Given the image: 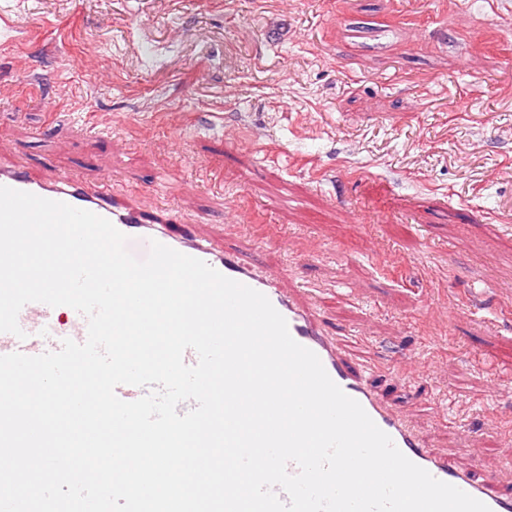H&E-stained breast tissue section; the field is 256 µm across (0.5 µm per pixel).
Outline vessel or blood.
I'll list each match as a JSON object with an SVG mask.
<instances>
[{
  "label": "vessel or blood",
  "instance_id": "vessel-or-blood-1",
  "mask_svg": "<svg viewBox=\"0 0 512 512\" xmlns=\"http://www.w3.org/2000/svg\"><path fill=\"white\" fill-rule=\"evenodd\" d=\"M0 186L91 211L111 221L127 236L129 244L142 251H149L151 241H158L201 259L224 276L261 292L286 319L292 338L317 354L330 378L361 404L411 461L436 479L485 503L491 512H512V492L500 489L497 464L486 462L472 469L463 468L455 463L451 453L430 448L413 421L369 384L365 369L345 357L331 336L321 309L291 287L284 274L246 257L241 250L217 246L210 238L179 225L171 207L146 210L114 196L112 179L108 176L91 182L64 171L48 179H38L24 164L0 159ZM18 323L24 338L0 332V355L18 352L36 356L55 352L63 339L82 343L88 335L85 316L74 311L64 321L58 308L39 302L26 304L18 315Z\"/></svg>",
  "mask_w": 512,
  "mask_h": 512
}]
</instances>
